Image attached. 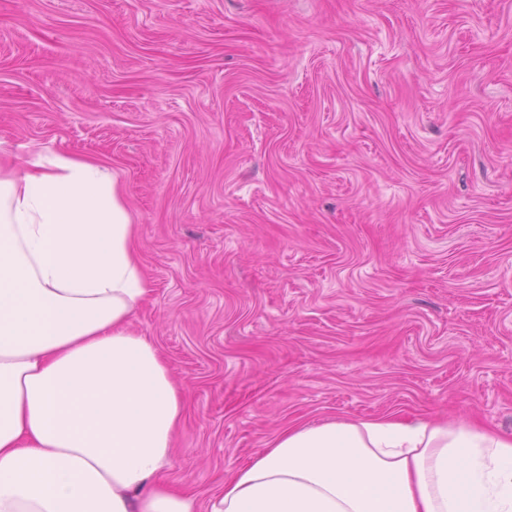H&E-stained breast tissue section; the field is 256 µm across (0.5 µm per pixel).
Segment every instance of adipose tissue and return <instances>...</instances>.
I'll use <instances>...</instances> for the list:
<instances>
[{"mask_svg":"<svg viewBox=\"0 0 512 512\" xmlns=\"http://www.w3.org/2000/svg\"><path fill=\"white\" fill-rule=\"evenodd\" d=\"M101 163L0 168V512H198L163 478L182 394L128 319L148 295ZM209 512H512V434L396 416L291 426Z\"/></svg>","mask_w":512,"mask_h":512,"instance_id":"ef3b65f1","label":"adipose tissue"}]
</instances>
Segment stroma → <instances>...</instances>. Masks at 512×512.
Instances as JSON below:
<instances>
[{"mask_svg":"<svg viewBox=\"0 0 512 512\" xmlns=\"http://www.w3.org/2000/svg\"><path fill=\"white\" fill-rule=\"evenodd\" d=\"M109 167L208 508L284 429L512 434V0H0V153Z\"/></svg>","mask_w":512,"mask_h":512,"instance_id":"obj_1","label":"stroma"}]
</instances>
